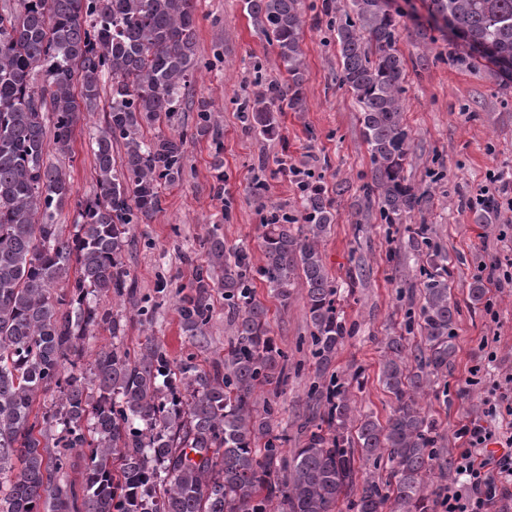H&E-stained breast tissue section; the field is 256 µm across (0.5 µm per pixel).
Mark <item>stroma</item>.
Instances as JSON below:
<instances>
[{
    "mask_svg": "<svg viewBox=\"0 0 512 512\" xmlns=\"http://www.w3.org/2000/svg\"><path fill=\"white\" fill-rule=\"evenodd\" d=\"M322 0H303V40L307 72L306 109L279 114V135L266 139L246 132L238 104L252 97L261 81L287 83L275 49L254 27L244 0H197L200 66L190 90L194 102L206 104L211 122L206 134L196 132L198 114L179 115L177 129L187 130L183 175L160 189L161 206L149 223L135 225L126 261L137 281L134 301L110 295L97 298L100 307L118 314L124 325L122 342L135 350L154 337L171 360L192 361L208 368L224 354L229 327L224 298L213 297V317L204 338L186 336L177 313L180 287L188 285L204 260L202 241L212 225H220L229 246L258 250L265 211L279 206L299 216L300 191L281 159L310 169L333 199L334 221L320 244L330 275L341 288L339 308L353 333L330 367L348 376L365 372L362 392L354 396L357 412L386 418L393 402L380 381L382 341L406 336L418 348V331L408 330V316L420 305L424 257L409 244V229L428 225L451 262L449 285L461 307L451 341L455 355L447 370L435 376L422 407L440 424V448L454 455L460 442L456 429L481 415L485 393L467 384L472 366L483 361V344L497 360L492 376L512 374V285L488 284L486 307L466 303L470 282L482 267L512 257V223L486 217L470 201L489 172L512 174V85L503 86L496 68L485 59L457 65L447 29L430 18L425 0H394L399 17L398 47L405 59L404 119L411 149L403 174L427 192L422 209L404 223L385 224L379 205L362 190L370 180V158L350 93L338 80L339 53L327 18L319 14ZM224 62L213 65L216 52ZM107 102L83 112L66 152L51 151L50 161L65 171L77 196L95 190L93 136L104 125ZM224 163V196L213 193L214 160ZM264 180L266 192L256 198L252 188ZM258 297L267 305L274 336L293 368L279 401L288 427L289 448L300 447V425L306 414V392L314 374L305 340L309 334L302 291L280 306L264 284Z\"/></svg>",
    "mask_w": 512,
    "mask_h": 512,
    "instance_id": "1",
    "label": "stroma"
}]
</instances>
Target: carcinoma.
Segmentation results:
<instances>
[{
	"mask_svg": "<svg viewBox=\"0 0 512 512\" xmlns=\"http://www.w3.org/2000/svg\"><path fill=\"white\" fill-rule=\"evenodd\" d=\"M349 2L335 32L339 81L359 107L370 154L364 194L378 199L384 223L400 224L427 194L402 176L410 133L398 21L388 0ZM245 5L288 73V84L269 83L240 106L243 127L268 138L278 134L279 103L303 108L302 2ZM427 10L460 42L457 63L485 46L512 78V0H427ZM197 31L196 0H18L0 11V512H334L344 499L352 512H434L438 424L420 399L454 356L459 307L448 253L426 225L409 229L412 247L425 246V347L412 366L406 337L384 339L380 382L391 413L383 422L354 418L356 377L325 389L313 383L307 398L327 411L304 427L289 457L287 433L275 431L280 402L258 399L280 385L288 355L270 336L255 280L283 306L302 283L315 376L324 377L348 329L319 250L333 221L321 185L299 179L302 224L278 209L263 217L259 265L250 248L226 246L216 225L205 239L207 265L177 311L184 333L202 336L212 291H224L233 336L211 368L174 364L150 336L125 348L121 319L90 301L134 296L129 234L158 211L161 185L182 176L185 133L148 140L141 131L189 104ZM108 80L105 127L91 144L97 192L76 202L80 221L67 236L57 216L74 191L46 161L48 147L70 148L82 110L97 105ZM61 282L67 291L57 293ZM486 294L483 280L470 283L472 307ZM103 324L112 344L82 363L77 339ZM76 449L84 462L77 480ZM380 461L384 476L363 472Z\"/></svg>",
	"mask_w": 512,
	"mask_h": 512,
	"instance_id": "obj_1",
	"label": "carcinoma"
}]
</instances>
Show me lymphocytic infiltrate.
<instances>
[{
	"label": "lymphocytic infiltrate",
	"mask_w": 512,
	"mask_h": 512,
	"mask_svg": "<svg viewBox=\"0 0 512 512\" xmlns=\"http://www.w3.org/2000/svg\"><path fill=\"white\" fill-rule=\"evenodd\" d=\"M454 481L439 495L442 512H498L512 499V376L494 381L483 416L457 431Z\"/></svg>",
	"instance_id": "obj_1"
}]
</instances>
